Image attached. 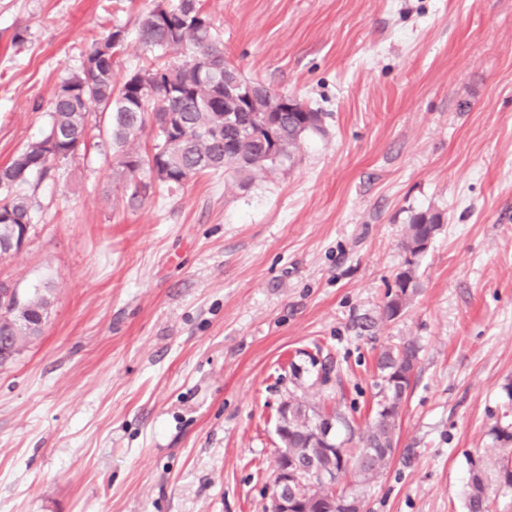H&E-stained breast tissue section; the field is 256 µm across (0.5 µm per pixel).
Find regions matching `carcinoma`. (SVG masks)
Returning a JSON list of instances; mask_svg holds the SVG:
<instances>
[{
  "label": "carcinoma",
  "instance_id": "carcinoma-1",
  "mask_svg": "<svg viewBox=\"0 0 512 512\" xmlns=\"http://www.w3.org/2000/svg\"><path fill=\"white\" fill-rule=\"evenodd\" d=\"M169 10L170 20L164 26L155 24L153 9L141 15L140 40L154 53L153 61L129 75L121 85L114 83V66L124 34L115 28L95 44L81 70L59 86L44 137L0 167L1 238L10 224L33 223V204L24 193V186L32 176L45 175L57 164L55 154L46 147L50 140H55V148L65 157L74 155L86 143L89 108L93 104L107 114V134L120 152L123 172L134 178L145 169L153 180L168 188L182 185L188 173L196 176L222 172L246 177L273 174L295 162L303 136L323 131L321 112H276L278 140L273 147L264 142L257 131L268 101H257L253 108L255 118L248 121L214 96L215 87H224L226 81L243 87L250 81L224 58V49L200 0H173ZM177 53H188L190 58L178 65L167 61L169 55ZM194 53L209 57L211 68L201 70L191 58ZM148 126L154 130V144L151 155L144 160L127 151V146ZM441 224L442 214L438 212H418L410 217L401 242L406 255L404 268L396 276L395 291L388 293L370 325L394 320L405 311L419 288L417 260ZM49 305L48 295L42 292L19 300L0 297V346L11 336L19 337L21 344L34 336L16 328V322L27 314L48 313ZM418 353L417 344L406 341L379 354L380 410L368 424L360 448H346L340 441L336 443L338 451L329 456L323 449L308 445L307 432L325 408L296 397L290 400L294 411L279 434L282 448L278 461L288 459L295 463L292 487L296 512H318L321 499L330 493L316 478L321 468H332L340 474L351 470L365 481L387 468L395 452L402 406L392 379L399 372H414ZM486 482L487 466L472 462L466 512H488Z\"/></svg>",
  "mask_w": 512,
  "mask_h": 512
}]
</instances>
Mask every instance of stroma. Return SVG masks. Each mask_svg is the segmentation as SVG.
Here are the masks:
<instances>
[{
	"label": "stroma",
	"instance_id": "stroma-1",
	"mask_svg": "<svg viewBox=\"0 0 512 512\" xmlns=\"http://www.w3.org/2000/svg\"><path fill=\"white\" fill-rule=\"evenodd\" d=\"M155 0H0V165L47 129L60 84L123 28L150 56ZM225 58L324 113L293 166L167 189L85 147L26 188L0 283L49 291L0 365V512H270L278 411L339 408L358 447L377 355L417 342L397 450L337 490L360 512H465L471 463L512 459V0H202ZM444 222L395 320L412 213Z\"/></svg>",
	"mask_w": 512,
	"mask_h": 512
}]
</instances>
